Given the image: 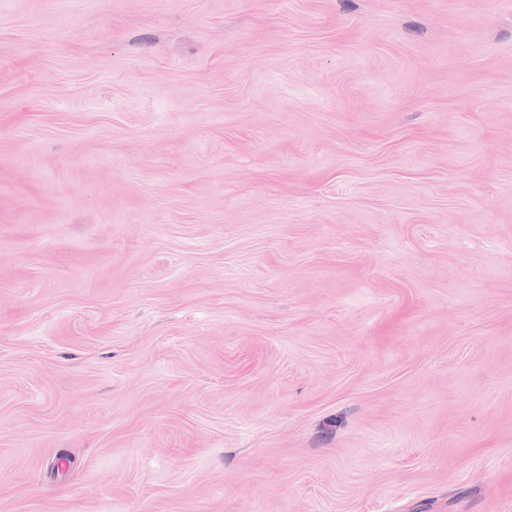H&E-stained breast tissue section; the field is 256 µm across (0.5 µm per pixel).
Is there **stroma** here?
<instances>
[{"label":"stroma","mask_w":512,"mask_h":512,"mask_svg":"<svg viewBox=\"0 0 512 512\" xmlns=\"http://www.w3.org/2000/svg\"><path fill=\"white\" fill-rule=\"evenodd\" d=\"M0 512H512V0H0Z\"/></svg>","instance_id":"obj_1"}]
</instances>
